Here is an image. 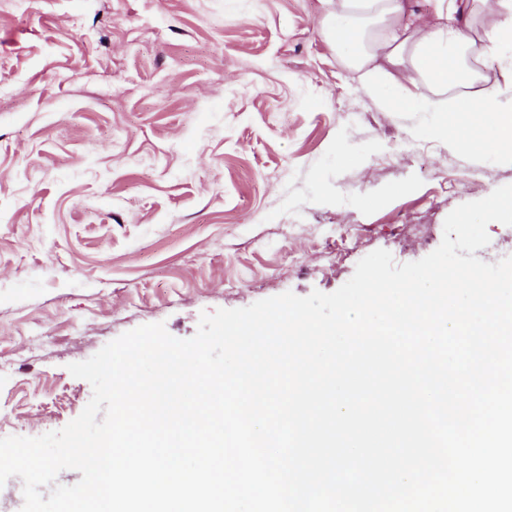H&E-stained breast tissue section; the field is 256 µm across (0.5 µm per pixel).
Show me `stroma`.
<instances>
[{
    "label": "stroma",
    "mask_w": 512,
    "mask_h": 512,
    "mask_svg": "<svg viewBox=\"0 0 512 512\" xmlns=\"http://www.w3.org/2000/svg\"><path fill=\"white\" fill-rule=\"evenodd\" d=\"M327 0H0V438L66 426L69 364L164 323L332 293L369 253L439 247L512 184L389 112Z\"/></svg>",
    "instance_id": "1"
}]
</instances>
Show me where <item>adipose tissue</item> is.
<instances>
[{"label":"adipose tissue","mask_w":512,"mask_h":512,"mask_svg":"<svg viewBox=\"0 0 512 512\" xmlns=\"http://www.w3.org/2000/svg\"><path fill=\"white\" fill-rule=\"evenodd\" d=\"M328 2L332 44L388 111L447 116L434 132L489 160L512 150V0H480L489 23L476 38L468 0H437L427 17L416 0ZM485 55L502 65L492 91L479 66Z\"/></svg>","instance_id":"adipose-tissue-1"}]
</instances>
